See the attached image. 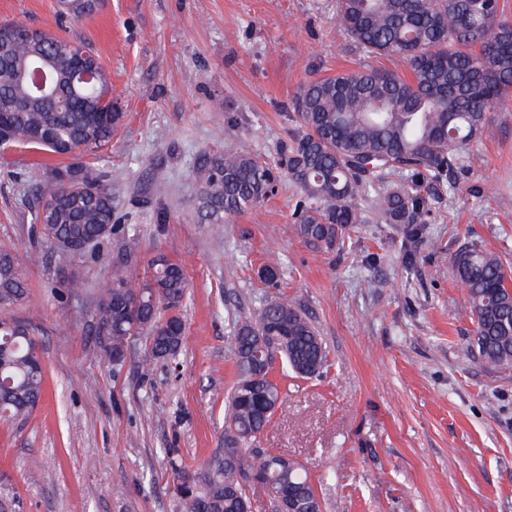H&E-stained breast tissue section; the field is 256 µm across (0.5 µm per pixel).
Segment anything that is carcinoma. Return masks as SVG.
I'll list each match as a JSON object with an SVG mask.
<instances>
[{
	"instance_id": "carcinoma-1",
	"label": "carcinoma",
	"mask_w": 512,
	"mask_h": 512,
	"mask_svg": "<svg viewBox=\"0 0 512 512\" xmlns=\"http://www.w3.org/2000/svg\"><path fill=\"white\" fill-rule=\"evenodd\" d=\"M336 23L365 63L300 85L292 100L299 127L275 163L243 147L204 160L196 169L199 222L223 230L228 216L260 207L284 177L300 190L293 218L305 242L345 246L347 233L369 215L395 224L412 262L431 212L429 189L453 192L464 152L512 96V18L501 0H336ZM14 20L0 24V149L16 146L66 155L112 143L123 114L115 111L104 68L84 84L70 83L72 45ZM387 58L408 75L375 67ZM45 67L53 92L42 96L26 76ZM33 213L36 237L56 248L94 250L118 231L110 173L73 163L50 172ZM30 257L0 248V418L27 419L37 407L45 371L34 353L35 331L6 311L25 295ZM475 323L471 345L486 364L512 365V274L494 253L461 246L451 257ZM151 277L132 282L117 268L95 305L96 326L120 354L143 334L155 360L170 358L184 339L179 307L190 284L165 255ZM236 381L224 402V448L192 480L176 487V512H242L250 504L249 471L275 496L293 487L300 508L322 509L297 461L256 447L271 426L281 389L270 377L276 357L303 378L320 375L328 352L300 308L274 300L233 322L227 337Z\"/></svg>"
}]
</instances>
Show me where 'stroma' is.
I'll return each instance as SVG.
<instances>
[{"label": "stroma", "mask_w": 512, "mask_h": 512, "mask_svg": "<svg viewBox=\"0 0 512 512\" xmlns=\"http://www.w3.org/2000/svg\"><path fill=\"white\" fill-rule=\"evenodd\" d=\"M335 4L104 0L75 22L58 0H0V23L78 38L100 56L123 121L89 162L111 170L115 211L139 238L132 257L117 236L90 257L35 241L34 197L12 174L64 160L0 153V246L36 255L12 314L35 329L45 368L31 416L0 420V499L12 512H175L177 468L196 473L224 445L232 322L273 299L301 308L329 355L312 379L283 376L275 361L283 397L258 445L305 467L323 512H512V366L479 360L450 263L466 244L512 268V100L470 145L455 192L433 200L414 266L395 228L374 220L355 225L344 250L305 243L288 178L257 210L227 217L223 233L197 220L204 156L242 146L278 159L296 127L298 87L355 68ZM159 253L190 283L177 356L150 359L142 336L121 363L90 356L113 267L139 281ZM273 260L271 285L260 271ZM74 279L77 295L67 289Z\"/></svg>", "instance_id": "1"}]
</instances>
